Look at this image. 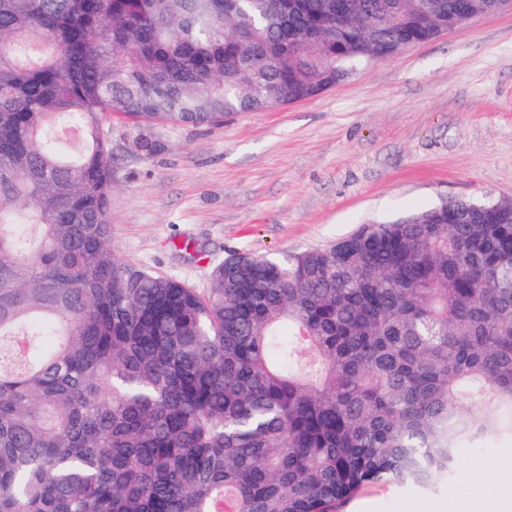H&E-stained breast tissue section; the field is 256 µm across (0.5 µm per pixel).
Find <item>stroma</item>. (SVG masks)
Returning a JSON list of instances; mask_svg holds the SVG:
<instances>
[{
    "instance_id": "35a3bbf8",
    "label": "stroma",
    "mask_w": 512,
    "mask_h": 512,
    "mask_svg": "<svg viewBox=\"0 0 512 512\" xmlns=\"http://www.w3.org/2000/svg\"><path fill=\"white\" fill-rule=\"evenodd\" d=\"M108 220L124 264L202 290L230 253L325 248L453 199H512V11L362 66L313 98L209 127L113 115ZM150 134L154 153L137 140ZM512 478V435L462 444L434 488L371 485L335 512H441Z\"/></svg>"
}]
</instances>
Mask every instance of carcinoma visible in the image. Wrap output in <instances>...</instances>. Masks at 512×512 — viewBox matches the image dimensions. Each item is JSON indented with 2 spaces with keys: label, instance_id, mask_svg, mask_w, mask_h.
<instances>
[{
  "label": "carcinoma",
  "instance_id": "carcinoma-1",
  "mask_svg": "<svg viewBox=\"0 0 512 512\" xmlns=\"http://www.w3.org/2000/svg\"><path fill=\"white\" fill-rule=\"evenodd\" d=\"M492 0H0V512H333L512 434V212L441 206L209 287L118 262L104 120L312 98Z\"/></svg>",
  "mask_w": 512,
  "mask_h": 512
}]
</instances>
